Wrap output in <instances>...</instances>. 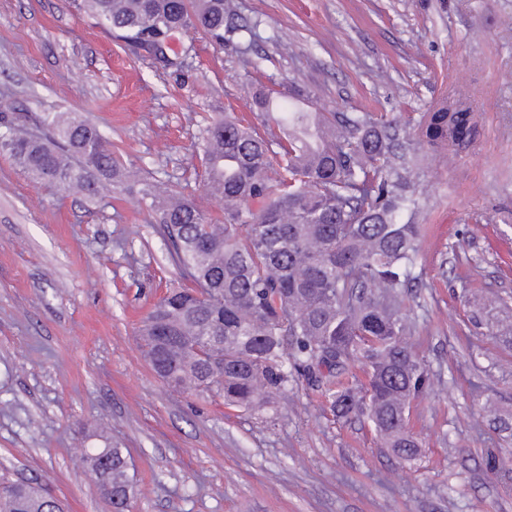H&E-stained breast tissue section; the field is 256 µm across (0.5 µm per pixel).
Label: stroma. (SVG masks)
<instances>
[{
  "instance_id": "stroma-1",
  "label": "stroma",
  "mask_w": 512,
  "mask_h": 512,
  "mask_svg": "<svg viewBox=\"0 0 512 512\" xmlns=\"http://www.w3.org/2000/svg\"><path fill=\"white\" fill-rule=\"evenodd\" d=\"M240 30H200L180 67L125 53L72 0H0V123L46 112L95 125L120 163L194 196L200 130L231 113L261 128L260 86L305 89L336 112L405 123L449 92L476 114L473 147L423 156V225L404 311L432 375L410 404L421 445L404 463L364 418L334 419L306 381L270 407L171 389L136 329L186 287L136 197H76L0 152V477L32 480L67 512H110L77 469L82 446L124 449L132 512H512V464L486 469L512 432V0H236ZM292 54L279 53L281 41Z\"/></svg>"
}]
</instances>
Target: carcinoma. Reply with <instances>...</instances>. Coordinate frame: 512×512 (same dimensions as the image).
<instances>
[{"instance_id": "1", "label": "carcinoma", "mask_w": 512, "mask_h": 512, "mask_svg": "<svg viewBox=\"0 0 512 512\" xmlns=\"http://www.w3.org/2000/svg\"><path fill=\"white\" fill-rule=\"evenodd\" d=\"M119 33L123 48H175L180 35L205 32L219 47L233 28V0H73ZM254 104L279 131L277 149L229 115L200 131L204 192L224 201V219L180 191H160L117 165L98 130L69 112H48L37 139L7 126V152L36 180L95 196L105 185L134 194L173 246L172 261L191 288L169 290L139 329L150 364L167 384L212 393L224 404L260 411L302 378L330 411L363 416L401 461L420 453L408 410L428 380L401 309L422 225L401 222L416 208L418 166L403 151L414 137L443 154L473 143L466 96L452 95L406 131L376 112L284 107L260 88ZM360 358L367 382L346 380ZM79 461L116 512L134 497L121 448H84ZM54 497L29 481L0 482V512H54Z\"/></svg>"}]
</instances>
